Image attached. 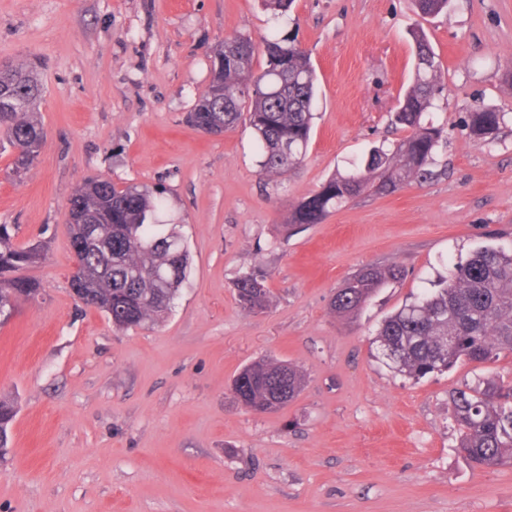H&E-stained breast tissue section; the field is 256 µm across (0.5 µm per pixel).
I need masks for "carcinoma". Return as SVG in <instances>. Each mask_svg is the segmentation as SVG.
Here are the masks:
<instances>
[{"label":"carcinoma","instance_id":"1","mask_svg":"<svg viewBox=\"0 0 512 512\" xmlns=\"http://www.w3.org/2000/svg\"><path fill=\"white\" fill-rule=\"evenodd\" d=\"M427 16L448 8V0H416ZM418 65L412 84L391 121L407 135L391 147H376L352 169L326 181L302 199L289 215L295 226L320 224L333 211L365 192L388 195L406 184L423 185L444 139V125L425 119L442 92L441 62L421 29H414ZM267 67L253 70L251 40L236 37L216 50L212 78L187 121L204 134H220L247 115L259 153L260 175L288 172L306 156L311 138L316 75L308 53L296 40L277 32L263 42ZM43 87L23 64L0 72V141L12 151L11 170L19 176L37 159L43 141L39 104ZM508 113L479 107L465 126L481 143H492ZM163 190L118 189L104 177L79 186L69 203L71 243L78 268L71 287L87 307L104 312L112 325L127 329L154 322L170 309L187 279L190 254L167 245H185L178 225L160 218ZM99 238L89 240L85 225ZM18 228L0 224V313L33 298L39 286L18 272L43 258L38 245H17ZM397 265H367L333 295L330 309L342 319L357 315L390 282L401 279ZM264 272L250 269L234 282L239 305L263 311L269 299ZM375 357L393 372L412 378L445 372L460 361L485 363L512 354V248L483 247L448 266L436 288L422 292L381 324ZM304 375L291 363L261 359L232 382L238 403L254 413L281 408L299 394ZM460 431L459 453L471 464L495 468L512 462V386L479 377L450 396ZM13 405L0 401V456L7 450Z\"/></svg>","mask_w":512,"mask_h":512}]
</instances>
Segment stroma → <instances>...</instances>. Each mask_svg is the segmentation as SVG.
<instances>
[{
	"label": "stroma",
	"instance_id": "35a3bbf8",
	"mask_svg": "<svg viewBox=\"0 0 512 512\" xmlns=\"http://www.w3.org/2000/svg\"><path fill=\"white\" fill-rule=\"evenodd\" d=\"M438 54L446 126L436 177L362 194L322 223L288 215L370 147L404 130L390 114L416 65L412 29ZM296 37L318 76L308 153L267 179L247 122L207 135L186 121L219 44L260 52ZM34 62L45 138L10 176L0 153V224L41 244L25 269L40 292L0 325V401L15 404L0 461V512H512V464L472 467L458 452L450 394L476 376L512 383V355L413 380L372 356L383 320L432 288L449 263L512 246V122L491 144L463 127L476 107H512V0H0V64ZM166 189L191 267L156 323L116 330L70 289L68 200L86 178ZM395 264L354 319L330 301L361 267ZM265 272L268 307L249 312L239 272ZM271 358L304 374L286 407L255 414L234 377Z\"/></svg>",
	"mask_w": 512,
	"mask_h": 512
}]
</instances>
